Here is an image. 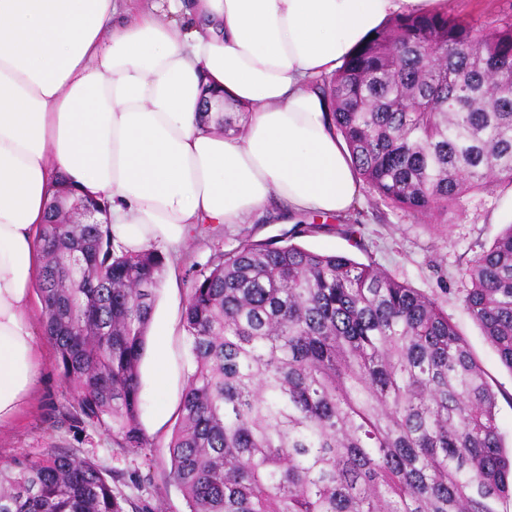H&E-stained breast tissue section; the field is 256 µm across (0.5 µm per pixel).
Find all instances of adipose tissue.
<instances>
[{"mask_svg": "<svg viewBox=\"0 0 512 512\" xmlns=\"http://www.w3.org/2000/svg\"><path fill=\"white\" fill-rule=\"evenodd\" d=\"M446 0H0V427L42 350L36 228L58 174L106 198L115 241L178 244L199 224L349 216L361 181L316 87L375 28ZM239 131L216 130L202 86Z\"/></svg>", "mask_w": 512, "mask_h": 512, "instance_id": "ef3b65f1", "label": "adipose tissue"}]
</instances>
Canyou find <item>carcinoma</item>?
<instances>
[{
  "mask_svg": "<svg viewBox=\"0 0 512 512\" xmlns=\"http://www.w3.org/2000/svg\"><path fill=\"white\" fill-rule=\"evenodd\" d=\"M322 78L361 180L392 209L448 214L512 186V22L392 17ZM37 291L71 400L62 416L143 450L140 363L164 257L59 202ZM461 303L512 371V223L460 270ZM193 371L169 444L188 512H506L498 391L438 303L371 264L286 237L246 240L190 278ZM0 512H147L92 458L50 448L0 466Z\"/></svg>",
  "mask_w": 512,
  "mask_h": 512,
  "instance_id": "cac0c4a2",
  "label": "carcinoma"
}]
</instances>
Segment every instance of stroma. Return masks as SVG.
<instances>
[{"instance_id":"35a3bbf8","label":"stroma","mask_w":512,"mask_h":512,"mask_svg":"<svg viewBox=\"0 0 512 512\" xmlns=\"http://www.w3.org/2000/svg\"><path fill=\"white\" fill-rule=\"evenodd\" d=\"M447 11L474 26L485 27L511 21L512 0H448ZM509 208L512 194L498 190L485 196L483 204H467L464 210L450 214L447 223L440 224L427 214L407 215L387 207L365 186L353 214V235L340 234L338 219L330 217L325 225L296 237L295 242L311 250L342 253L357 262L380 267L435 299L467 341L487 379L498 387V421L504 446L511 449L512 370L502 364L482 328L457 296L461 267L500 234L497 216ZM288 230L285 224H204L177 248L161 247L164 274L152 323L171 330L168 356L172 379L168 387L159 385L155 345L147 343L141 363L144 405L139 422L149 439V448H116L103 427L87 424L76 428L59 422L58 411L67 404L69 389L57 367L55 349L43 336L39 343L44 357L33 399L18 420L0 429V462L34 458L49 448H73L93 458L106 476L115 478V486L123 495L147 505L149 512H186L183 495L169 477L168 445L191 371L182 320L190 270L205 264L215 249L229 250L247 239H277Z\"/></svg>"}]
</instances>
